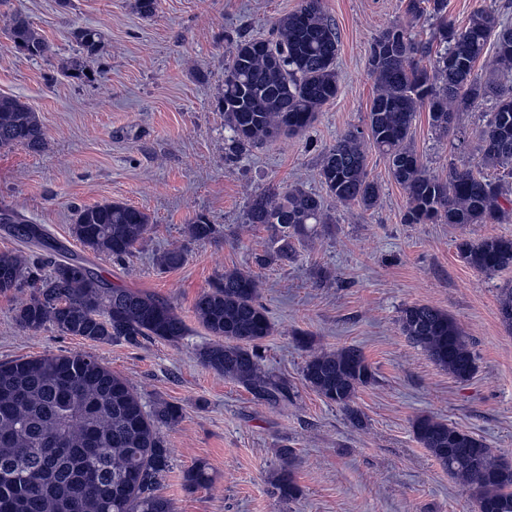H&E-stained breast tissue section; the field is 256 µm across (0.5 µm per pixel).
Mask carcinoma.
I'll return each instance as SVG.
<instances>
[{"label":"carcinoma","instance_id":"carcinoma-1","mask_svg":"<svg viewBox=\"0 0 512 512\" xmlns=\"http://www.w3.org/2000/svg\"><path fill=\"white\" fill-rule=\"evenodd\" d=\"M507 2L476 10L458 28L448 19L447 0H405V14L432 20L429 40L419 41L401 26L382 31L371 47L369 71L375 93L367 130H348L326 149L318 171L327 195L364 210L379 204L381 186L370 177L365 145L388 162L392 179L403 187L406 224L464 226L501 222L512 215V23ZM8 38L29 58H41L50 45L23 14H14ZM82 56L67 65L76 76L96 56L104 39L97 28L74 32ZM340 35L322 0H301L279 18L273 38L241 37L224 77V126L232 154L263 142L295 137L312 126L318 112L338 94L336 60ZM494 49L495 68L487 75L475 64ZM477 103L490 104L478 131L480 158L450 165L448 177L429 173L411 143L419 108L427 109L432 128L442 136L454 131L459 113ZM46 149L38 115L19 98L0 95V148ZM502 171L493 178L487 171ZM0 223L24 244L46 255L32 261L21 251L0 252V293H21L14 308L16 325L36 332L52 326L68 336L91 341L155 339L177 343L187 326L175 309L154 296L113 286L78 256H55L41 227L14 213L0 212ZM244 223L276 231L275 254L294 255V242L310 224H332L323 196L302 186L281 193L251 195ZM144 211L108 201L76 211L71 234L97 254L122 259L149 230ZM188 236L209 241L223 229L206 217L187 227ZM459 257L488 274L512 268V238L462 239ZM183 250L164 251L158 266L172 269ZM499 314L512 330V285L499 288ZM200 324L214 337L202 347V364L244 387L254 398L276 406L290 395L284 382L264 370L258 343L273 332L259 300V285L248 271L227 270L194 305ZM404 336L431 361L460 381L477 369L468 337L444 310L425 304L403 307L398 319ZM306 385L359 421L352 403L374 373L355 347L312 353L302 370ZM182 417L179 406H146L124 378L99 359L70 353L0 362V512H173L159 493L161 478L173 466V452L162 429ZM417 441L448 474L468 485L478 512H512V463L500 459L474 434L431 417L414 423ZM272 483L283 501L297 498L292 449L278 451ZM190 488L211 484L203 463L183 473Z\"/></svg>","mask_w":512,"mask_h":512}]
</instances>
